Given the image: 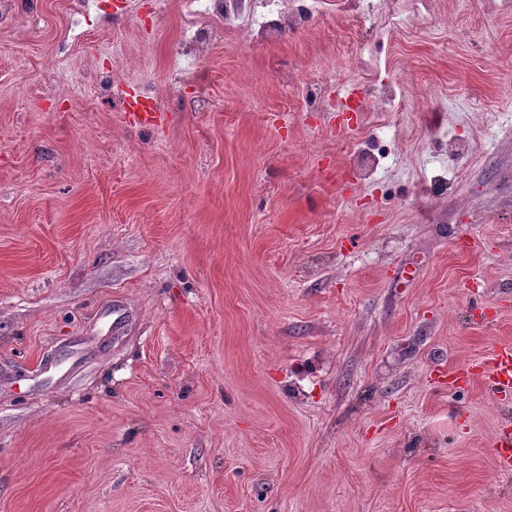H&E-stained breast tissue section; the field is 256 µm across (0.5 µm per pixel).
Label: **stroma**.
Listing matches in <instances>:
<instances>
[{"instance_id": "1", "label": "stroma", "mask_w": 512, "mask_h": 512, "mask_svg": "<svg viewBox=\"0 0 512 512\" xmlns=\"http://www.w3.org/2000/svg\"><path fill=\"white\" fill-rule=\"evenodd\" d=\"M69 2L0 23V512H512V9L322 0L195 84L189 0ZM121 103L124 112H133L140 127L154 128L163 121L164 112L147 96L124 98ZM488 374L497 392L505 397L512 396V347L498 349L486 366H481Z\"/></svg>"}]
</instances>
